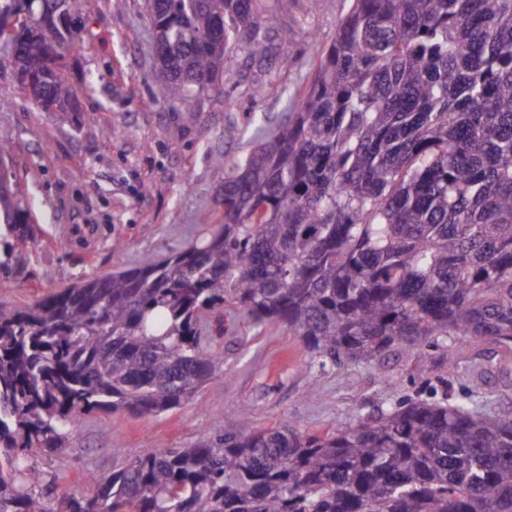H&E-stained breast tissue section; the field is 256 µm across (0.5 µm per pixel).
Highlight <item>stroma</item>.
I'll use <instances>...</instances> for the list:
<instances>
[{"label":"stroma","instance_id":"obj_1","mask_svg":"<svg viewBox=\"0 0 512 512\" xmlns=\"http://www.w3.org/2000/svg\"><path fill=\"white\" fill-rule=\"evenodd\" d=\"M349 7L350 0H288L280 24L295 43L289 68L234 55L221 97L188 122L152 102L146 0H85L78 50L64 60L78 93V121L42 111L0 73V135L12 140L8 166L31 213L28 233L10 238L17 261L14 274L0 278V301L30 303L192 243L205 230L201 214L224 185L216 156L243 155L257 128L296 108L295 86L310 77ZM257 84L259 97L252 94ZM206 334L224 356V372L193 400L152 416L84 415L70 447L36 456L35 464L59 490L86 493V470L111 474L116 448L130 456L152 443L181 448L201 432L223 434L231 415L249 416L261 429L286 424L321 435L349 416L414 396L425 380H447L453 397L464 389L469 366L512 361L504 346L464 336L443 350L405 345L381 362L321 369L302 340L280 326L257 327L227 312L207 323Z\"/></svg>","mask_w":512,"mask_h":512}]
</instances>
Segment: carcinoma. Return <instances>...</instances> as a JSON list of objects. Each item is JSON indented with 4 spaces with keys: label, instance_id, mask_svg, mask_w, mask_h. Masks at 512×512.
<instances>
[{
    "label": "carcinoma",
    "instance_id": "obj_1",
    "mask_svg": "<svg viewBox=\"0 0 512 512\" xmlns=\"http://www.w3.org/2000/svg\"><path fill=\"white\" fill-rule=\"evenodd\" d=\"M0 0V51L46 112L79 29L57 4ZM154 103L193 116L244 50L288 68L263 0H147ZM26 12L31 24L5 21ZM297 111L224 164L206 235L162 259L0 302V512H512V415L430 388L323 436L224 417V433L123 457L60 495L31 461L92 411L157 415L224 372L205 318L228 307L300 337L312 361L373 362L457 336L512 349V0H352ZM0 135V215L26 230Z\"/></svg>",
    "mask_w": 512,
    "mask_h": 512
}]
</instances>
